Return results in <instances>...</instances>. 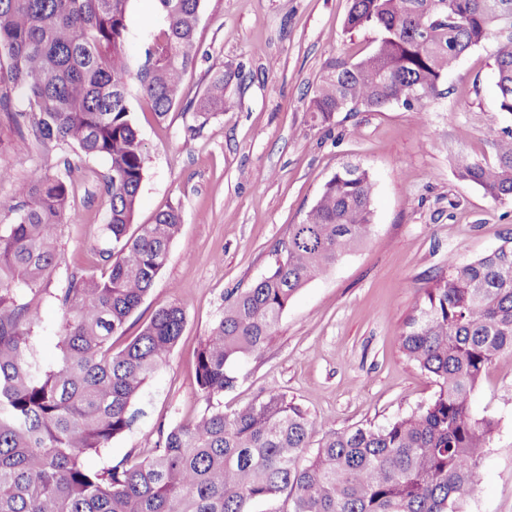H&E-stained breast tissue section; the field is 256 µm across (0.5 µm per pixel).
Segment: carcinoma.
<instances>
[{"mask_svg": "<svg viewBox=\"0 0 512 512\" xmlns=\"http://www.w3.org/2000/svg\"><path fill=\"white\" fill-rule=\"evenodd\" d=\"M158 26L129 52L130 0H0V120L22 124L17 146L77 148L108 167L105 245L93 270L70 276L53 299L63 313L58 355L33 353V297L57 262L54 227L69 179L37 174L19 200L0 199V512H463L497 427L474 414L473 392L512 356V232L492 252L428 278L400 336L407 359L436 386L417 410L383 427L316 430L276 388L228 414L221 399L241 365L267 348L294 294L327 274L373 229L374 183L355 166L336 172L299 224L273 246L274 265L224 311L194 352L205 409L158 424L155 447L99 470L84 458L133 425L132 406L176 346L185 315L156 309L119 350L126 326L166 264L181 210L132 227L144 179L136 107L159 119L182 102L198 53L202 0H153ZM350 30L370 28L372 49L327 64L310 111L392 104L422 113L467 52L495 42L499 110L512 115V0H352ZM224 106L216 78L196 118ZM492 161L455 158L458 180L512 202V125L488 137ZM315 452H310L312 445Z\"/></svg>", "mask_w": 512, "mask_h": 512, "instance_id": "1", "label": "carcinoma"}]
</instances>
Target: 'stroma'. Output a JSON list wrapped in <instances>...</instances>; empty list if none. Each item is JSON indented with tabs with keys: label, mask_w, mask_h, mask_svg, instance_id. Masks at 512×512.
<instances>
[{
	"label": "stroma",
	"mask_w": 512,
	"mask_h": 512,
	"mask_svg": "<svg viewBox=\"0 0 512 512\" xmlns=\"http://www.w3.org/2000/svg\"><path fill=\"white\" fill-rule=\"evenodd\" d=\"M350 7L351 0H204L186 99L161 121L138 110L146 163L134 221L150 223L171 207L182 213L168 262L139 312L147 317L173 302L186 320L166 364L134 402L132 428L86 458L88 468L144 454L158 423L202 413L192 355L225 296L267 272L273 243L347 165L375 183L372 235L293 296L265 351L244 363L239 384L225 393L224 411L274 387L323 432L383 426L432 397L431 378L403 355L400 335L429 276L447 270L449 259H478L512 229V204L494 202L454 174L458 153L491 159L489 132L511 124L512 115L499 110L487 43L460 60L423 117L391 105L315 120L309 102L328 62L368 50L375 38L372 30L347 28ZM218 73L224 109L203 123L197 103ZM15 141L0 126V197L16 196L35 173L65 176L61 152L36 143L20 150ZM107 173L104 161L82 160L55 227L58 264L35 300L39 356L57 352L62 313L53 293L88 269L93 248L103 244ZM472 409L494 416L498 427L465 512H512V357L496 361Z\"/></svg>",
	"instance_id": "35a3bbf8"
}]
</instances>
